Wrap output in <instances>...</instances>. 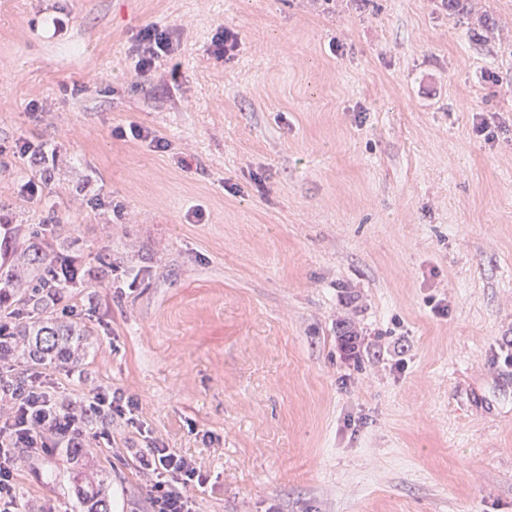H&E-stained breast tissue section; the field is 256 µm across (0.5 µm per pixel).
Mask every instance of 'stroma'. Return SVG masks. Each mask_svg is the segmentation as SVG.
Masks as SVG:
<instances>
[{
	"label": "stroma",
	"instance_id": "35a3bbf8",
	"mask_svg": "<svg viewBox=\"0 0 512 512\" xmlns=\"http://www.w3.org/2000/svg\"><path fill=\"white\" fill-rule=\"evenodd\" d=\"M0 219L85 273L43 384L135 417L19 449L22 512H80L78 470L149 512L154 442L196 512H512V0H0ZM139 40L142 48L135 70L138 77L145 78L150 75L155 59L171 53L173 43L169 33L155 26L143 28Z\"/></svg>",
	"mask_w": 512,
	"mask_h": 512
}]
</instances>
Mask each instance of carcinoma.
Returning a JSON list of instances; mask_svg holds the SVG:
<instances>
[{
	"label": "carcinoma",
	"instance_id": "cac0c4a2",
	"mask_svg": "<svg viewBox=\"0 0 512 512\" xmlns=\"http://www.w3.org/2000/svg\"><path fill=\"white\" fill-rule=\"evenodd\" d=\"M62 257L46 239V229H34L15 251L10 264H0V297H13L17 312L30 321L15 333H0V363H16L27 356L43 364L76 362L89 348L86 330L78 322L57 321L42 315L48 303L61 299L77 281L59 274ZM110 474L95 473L76 485L84 512H111L105 493Z\"/></svg>",
	"mask_w": 512,
	"mask_h": 512
}]
</instances>
